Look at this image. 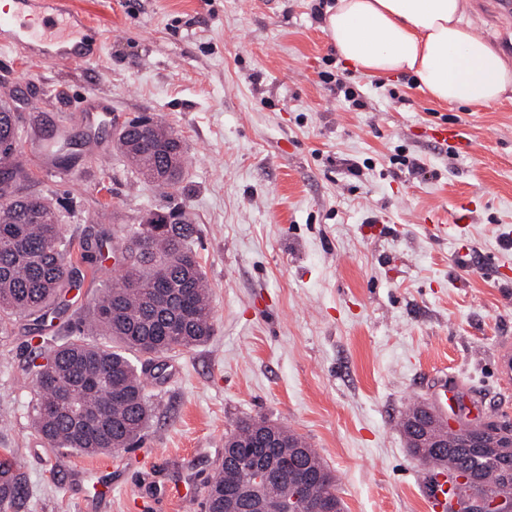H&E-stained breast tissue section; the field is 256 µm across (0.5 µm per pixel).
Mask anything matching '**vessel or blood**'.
<instances>
[{"instance_id":"1","label":"vessel or blood","mask_w":512,"mask_h":512,"mask_svg":"<svg viewBox=\"0 0 512 512\" xmlns=\"http://www.w3.org/2000/svg\"><path fill=\"white\" fill-rule=\"evenodd\" d=\"M13 9L0 11V44L21 46L28 53L62 65H81L95 59L97 52L87 32L89 23L70 11L67 0H12ZM90 123L112 125L117 116L110 104L91 98L85 105ZM433 143L470 152L472 144L463 128L439 125L429 129ZM448 495L443 476L430 480L426 500L430 512H443Z\"/></svg>"}]
</instances>
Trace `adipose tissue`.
<instances>
[{"label": "adipose tissue", "instance_id": "obj_1", "mask_svg": "<svg viewBox=\"0 0 512 512\" xmlns=\"http://www.w3.org/2000/svg\"><path fill=\"white\" fill-rule=\"evenodd\" d=\"M466 0H337L323 29L370 76L409 74L434 100L491 105L512 96V65L465 20Z\"/></svg>", "mask_w": 512, "mask_h": 512}]
</instances>
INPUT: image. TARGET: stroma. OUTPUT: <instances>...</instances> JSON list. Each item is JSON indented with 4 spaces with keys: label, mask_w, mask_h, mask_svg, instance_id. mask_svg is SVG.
Wrapping results in <instances>:
<instances>
[{
    "label": "stroma",
    "mask_w": 512,
    "mask_h": 512,
    "mask_svg": "<svg viewBox=\"0 0 512 512\" xmlns=\"http://www.w3.org/2000/svg\"><path fill=\"white\" fill-rule=\"evenodd\" d=\"M101 38L87 66L0 46V103L22 131L64 121L67 176L39 158L28 191L61 200L72 243L128 233L166 204L132 172L114 127L88 132L84 102L170 125L188 148L173 198L198 230L214 334L170 352L149 385L140 447L85 456L34 430L26 319L0 333V457L21 494L6 512H203L202 489L243 417L301 434L336 476L345 512H428L427 467L397 426L437 380L485 396L512 424V101L449 107L409 75L347 68L318 0H71ZM340 75L354 109L322 73ZM466 129L468 154L420 138ZM417 159L411 173L391 158ZM117 258L70 291L57 320L90 324Z\"/></svg>",
    "instance_id": "35a3bbf8"
}]
</instances>
